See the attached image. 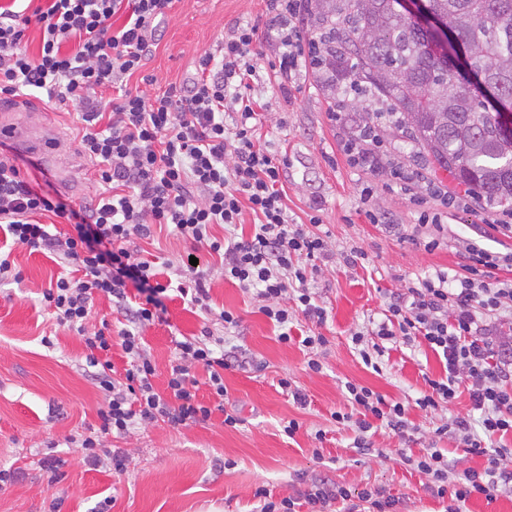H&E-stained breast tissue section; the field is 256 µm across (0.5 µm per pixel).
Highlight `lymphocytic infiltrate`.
<instances>
[{
    "instance_id": "f902f5d3",
    "label": "lymphocytic infiltrate",
    "mask_w": 512,
    "mask_h": 512,
    "mask_svg": "<svg viewBox=\"0 0 512 512\" xmlns=\"http://www.w3.org/2000/svg\"><path fill=\"white\" fill-rule=\"evenodd\" d=\"M33 16L0 9V94L13 98L44 94L73 104L87 129L81 153L94 159L105 191L89 203L72 207L60 195L35 189L20 169L0 160V223L14 244L52 251L59 263L76 265L79 279L57 278L43 293L60 324L83 335L87 367L107 403L100 409L102 433H126L133 424L158 420L174 427L206 422L209 406L197 398L192 367L202 366L216 397H223L224 371L237 361L224 337L202 328L200 335L177 341L179 362L172 367L165 393L155 391L156 366L139 327L161 319L168 287L156 280L150 262L129 248L131 239L149 238L157 225L173 227L193 249L222 257L225 278L253 292L260 313L280 327L281 341L290 307L324 320L326 310L308 286L310 262L328 258L326 240L288 221L283 180L288 160L256 143L261 121L250 93L249 77L257 71L259 44L266 35L258 25L237 28L212 51L200 55L190 83L151 96L123 88L126 77L141 69L158 38L159 27L176 0H47ZM303 0H266V11L278 21L282 48L278 91H285L306 64L305 39L298 26ZM124 15L121 26L112 23ZM42 33L37 57L23 47L29 24ZM73 41L66 52L63 42ZM120 88L112 99L102 90ZM367 125L354 124L343 150L352 164L388 172L400 187L415 182L414 172L365 149ZM64 219L72 234H51L45 215ZM253 217L249 236L221 241L212 225L235 226ZM463 264L456 275L438 271L418 277L405 292L391 295L384 319L373 337L351 336L365 366L384 355L385 343L423 340L444 360L446 375L429 380L428 391L415 401L385 398L366 386L346 383L350 412H333L337 424L355 433L353 444L369 453V433L382 424L396 433L414 430L411 408L451 405L467 389L472 412L438 426L435 438L454 439L471 454L486 456L483 469L458 470L457 461L438 448L406 456V464L425 475L434 496L450 497L448 512H462L476 495L494 500L512 496V336L500 322L512 316V251L497 252L469 239L461 248ZM510 271L507 279L499 271ZM139 298L131 300L127 288ZM124 310L130 329L111 337L105 331L86 335L85 323L96 296ZM120 344L128 361L122 380L112 376L109 359ZM259 512H399L400 501L376 486L350 489L315 475L304 491L273 501L256 492Z\"/></svg>"
}]
</instances>
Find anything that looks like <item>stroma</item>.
I'll use <instances>...</instances> for the list:
<instances>
[{
	"instance_id": "obj_1",
	"label": "stroma",
	"mask_w": 512,
	"mask_h": 512,
	"mask_svg": "<svg viewBox=\"0 0 512 512\" xmlns=\"http://www.w3.org/2000/svg\"><path fill=\"white\" fill-rule=\"evenodd\" d=\"M264 0H177L160 27V38L146 64L128 84L159 95L170 86L191 81L195 62L205 51L230 37L237 26L266 22ZM261 68L252 82L264 103L258 130L260 144L288 158L284 184L288 220L308 223L319 216L317 231L331 253L309 273V286L327 311L316 323L292 314L291 342L258 310L237 282L226 279L217 256L195 252L204 271L214 312L191 310L179 293L167 291L163 320L146 326L142 335L156 365L153 385L164 391L177 363L175 342L209 327L227 346L254 361L253 369L225 370L228 405L240 422L225 426L208 374L196 367L198 397L212 407L210 419L191 427L158 421L138 424L122 435L106 434L102 446L129 453L126 472L88 462L85 437L100 426L104 396L85 366V345L76 331L60 325L42 300L61 268L53 255L26 247L10 248L9 260L20 280L0 281V470H12L16 481L0 487V512H257L258 488L272 497L302 489V476L326 474L341 485L371 484L399 497L403 512H444L445 499L430 495L427 477L404 464L403 454H421L432 431L451 415L467 413V393H459L445 409H413L415 434L401 436L377 428L376 448L359 454L354 434L338 425L332 412L349 411L345 385L370 387L386 400L414 399L427 391V379L443 372L440 359L423 340L386 350L381 372L366 367L351 342L368 321H381L388 294L409 287L415 274L457 268L460 243L480 238L491 250L512 248V232L485 226L493 208L469 203L448 213L446 238L426 250L411 237L419 207L409 195L388 189L370 171L352 166L341 144L346 130L331 112V102L310 67L297 72L290 94L275 92L274 66L279 45L263 43ZM28 123L34 136L0 149V159L17 165L25 177L45 191L61 190L74 203L93 199L99 189L97 165L80 153L85 130L72 103L47 97L0 98V123ZM53 145L62 164L43 167L46 145ZM399 232H389V225ZM364 259L349 264L350 248ZM140 258L181 265L190 247L172 229H155L132 245ZM238 315V327H225L220 311ZM319 334L327 343L319 351L323 370H307V355L297 338ZM292 378L307 398L294 403L278 385ZM300 428L283 431L289 420ZM322 459H314V448Z\"/></svg>"
}]
</instances>
